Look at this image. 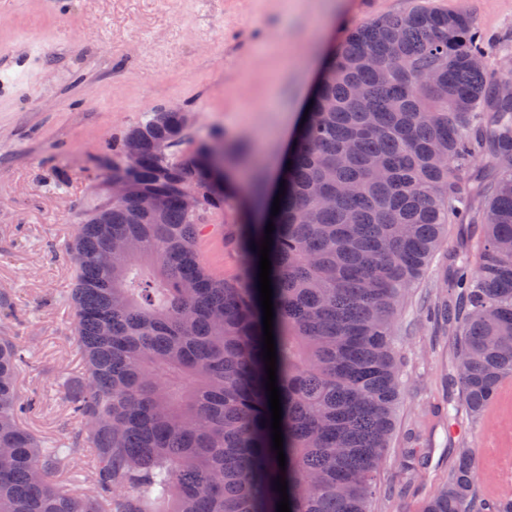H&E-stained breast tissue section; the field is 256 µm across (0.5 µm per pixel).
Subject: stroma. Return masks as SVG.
Wrapping results in <instances>:
<instances>
[{"label":"stroma","instance_id":"1","mask_svg":"<svg viewBox=\"0 0 512 512\" xmlns=\"http://www.w3.org/2000/svg\"><path fill=\"white\" fill-rule=\"evenodd\" d=\"M470 14L496 39L492 68L512 67V0H427ZM411 0H0V293L14 310L0 333L28 360L18 378L34 399L25 426L73 441L66 398L83 381L64 250L103 196L124 132L153 109L193 113L192 135L250 156H281L288 114L312 90L319 62L363 21L407 12ZM214 274L241 256L223 235L201 242ZM448 252L410 288L394 323L402 400L372 512H423L448 474L451 449L480 446L487 472L512 482V389L495 419L449 412L456 348L432 315L449 299Z\"/></svg>","mask_w":512,"mask_h":512}]
</instances>
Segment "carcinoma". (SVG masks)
I'll return each mask as SVG.
<instances>
[{"label":"carcinoma","instance_id":"cac0c4a2","mask_svg":"<svg viewBox=\"0 0 512 512\" xmlns=\"http://www.w3.org/2000/svg\"><path fill=\"white\" fill-rule=\"evenodd\" d=\"M493 52L469 15L416 4L351 29L324 70L269 254L284 471L262 356L266 225L241 204L227 235L240 273L213 274L200 242L235 187L184 113L128 129L112 178L129 194L94 206L65 244L87 371L68 398L72 447L22 424L26 360L0 336V512H277L279 476L291 512H370L402 395L393 323L433 253L460 248L452 224L483 228L475 275L437 309L458 409L478 418L512 377V98L499 92L512 74L489 67ZM142 195L157 212L140 211ZM84 446L95 491L78 498L52 477ZM479 468L460 449L424 512H512L478 495Z\"/></svg>","mask_w":512,"mask_h":512}]
</instances>
